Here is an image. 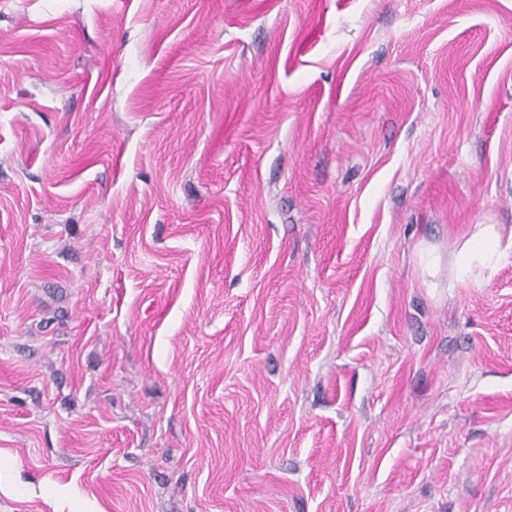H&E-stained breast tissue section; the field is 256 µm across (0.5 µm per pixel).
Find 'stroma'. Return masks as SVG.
I'll return each mask as SVG.
<instances>
[{"instance_id":"stroma-1","label":"stroma","mask_w":512,"mask_h":512,"mask_svg":"<svg viewBox=\"0 0 512 512\" xmlns=\"http://www.w3.org/2000/svg\"><path fill=\"white\" fill-rule=\"evenodd\" d=\"M481 224L512 0H0V512H512ZM511 249V238L507 245H503L501 236L493 225L480 227L456 254L455 268L458 279L468 281L474 267H493Z\"/></svg>"}]
</instances>
